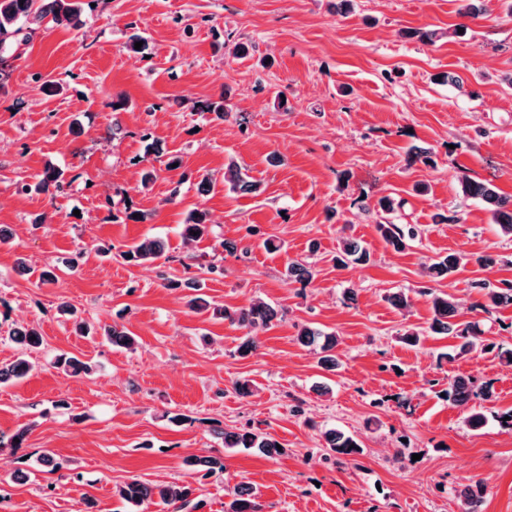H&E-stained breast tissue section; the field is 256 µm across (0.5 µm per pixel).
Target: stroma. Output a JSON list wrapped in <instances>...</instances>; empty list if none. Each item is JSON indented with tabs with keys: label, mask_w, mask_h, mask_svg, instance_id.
<instances>
[{
	"label": "stroma",
	"mask_w": 512,
	"mask_h": 512,
	"mask_svg": "<svg viewBox=\"0 0 512 512\" xmlns=\"http://www.w3.org/2000/svg\"><path fill=\"white\" fill-rule=\"evenodd\" d=\"M94 0L81 28L43 24L5 54L0 76V366L19 354L11 328L34 326L43 344L34 370L0 385V512H132L117 486L185 482L194 512H224L240 483L255 488L258 512H459L454 487L481 482L484 512H512V431L497 415L512 408V366L482 347L512 348V306L491 312L477 282H512V239L458 179L490 181L512 199V0H488L486 16L459 15V0ZM434 30L438 39L418 34ZM146 42L127 50L132 34ZM248 45L246 57L232 54ZM440 73L462 77L457 88ZM288 99L275 105L276 94ZM125 109L115 111L112 101ZM224 100L222 120L199 111ZM431 149L433 164L411 160ZM181 160L169 171V157ZM260 182L259 195L224 185L199 193L194 176L222 177L229 162ZM71 184L58 195L20 193L46 164ZM156 181L140 185L144 164ZM191 180L180 183V173ZM425 193H415L416 184ZM402 200L397 224L421 237L395 251L374 215L382 196ZM211 232L185 243L193 208ZM145 214L126 220L125 209ZM457 214L439 224L436 214ZM44 223H35L37 215ZM167 244L168 261L142 265L123 253L143 237ZM362 241L368 263L337 268L342 237ZM281 241L276 252L263 239ZM240 251L226 253L224 241ZM451 252L470 262L435 290L452 294L457 322H478L480 348L440 362L448 337L409 347L398 338L433 317L424 263ZM79 256L77 270L63 266ZM495 264L483 267L479 257ZM27 258L22 271L17 258ZM311 263L309 284L288 281L289 261ZM219 272L207 273L208 264ZM55 274L41 283L39 271ZM196 278L215 305L261 299L280 318L240 356L244 329L185 306L183 281ZM354 300H344V288ZM402 290L408 309L386 297ZM73 306L89 323H117L135 349L83 336L58 312ZM336 333L342 366L328 372L296 340L300 325ZM67 353L94 363L68 376L53 366ZM472 375L491 382L486 423L440 398L432 380ZM247 379L249 397L233 384ZM171 413L186 415L175 425ZM252 425L281 455L228 449L224 430ZM355 436L363 452L339 465L323 459L326 429ZM61 469L42 468L44 453ZM220 456L203 475L190 458Z\"/></svg>",
	"instance_id": "stroma-1"
}]
</instances>
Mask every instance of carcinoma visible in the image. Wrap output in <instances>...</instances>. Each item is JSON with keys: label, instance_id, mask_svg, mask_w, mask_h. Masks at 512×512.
Wrapping results in <instances>:
<instances>
[{"label": "carcinoma", "instance_id": "obj_1", "mask_svg": "<svg viewBox=\"0 0 512 512\" xmlns=\"http://www.w3.org/2000/svg\"><path fill=\"white\" fill-rule=\"evenodd\" d=\"M81 0H0V50L7 51L25 31L41 26L46 18L59 26L78 29L83 26ZM224 186L229 191L241 194H258L260 184L253 180L240 166L231 162L224 169ZM461 192L464 196L476 199L486 205L492 214V221L497 224L501 234L512 236V200L502 196L497 188L489 181L474 179L463 175L459 179ZM64 187L62 173L54 167L45 168L34 185L23 184L19 191L26 193L34 190L39 193L55 194ZM210 219L204 210L194 209L190 212L186 224L182 225V235L187 241L203 239L209 232ZM377 229L383 241L396 251L403 250L408 243L421 234V228L416 224H395L391 221L377 222ZM128 261L138 263H154L166 257L165 244L158 238L146 237L122 253ZM370 260V252L353 238L342 241L341 255L336 258L337 265L346 267L350 264H364ZM467 263L464 255L450 253L430 260L425 265V273L431 279H446L460 271ZM286 276L290 281L308 283L313 279L310 267L290 262L286 268ZM475 287L484 290L485 303L481 309L485 312L501 306L512 305V283L504 281L502 286L489 288L484 282L475 283ZM431 298L433 317L426 328H410L401 339L404 343L415 346L426 336L452 337L461 340L455 346L456 354H464L473 349L478 339L476 328L462 326L453 321L457 307L452 297L447 293L428 292ZM225 319L246 330V336L238 347L241 356H247L257 349L254 335L268 328L277 319V311L270 304L255 300L249 306L239 309L219 311ZM107 340L116 347L131 349L136 344V338L125 327L118 325L104 329ZM10 340L20 349V354L11 363L0 367V384H6L29 375L34 364L29 360L25 350L36 349L43 343L41 334L34 328L17 327L10 333ZM297 341L303 346L321 343L320 365L334 371L339 368L340 360L336 355L339 343L334 334H324L308 325H303L297 333ZM54 366L63 373L71 376L87 374L91 366L74 357L61 354L56 357ZM444 395L449 402L465 406L472 404V411L466 417L465 423L472 429L482 427L485 422L483 402L492 397L490 384L480 381L474 376L458 377L448 383ZM327 447L336 456V463H344V459L353 458L360 453L359 444L350 435L335 429L325 433ZM278 442L272 437L258 433L246 426L235 430L224 431V446L228 448L253 449L266 457L280 454ZM455 496L460 501L462 512H482L485 489L481 483L461 485L454 488ZM119 497L134 506L149 505L158 502L164 505L180 504L185 507L190 504L193 489L184 483H169L150 485L138 479L124 483L118 489ZM225 512H257L255 491L252 486L241 483L233 494V499L226 505Z\"/></svg>", "mask_w": 512, "mask_h": 512}]
</instances>
